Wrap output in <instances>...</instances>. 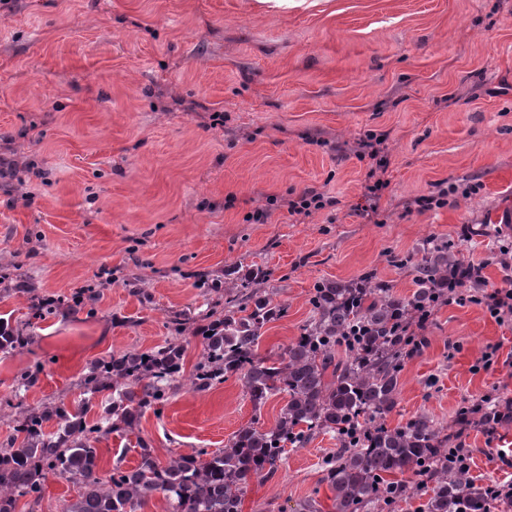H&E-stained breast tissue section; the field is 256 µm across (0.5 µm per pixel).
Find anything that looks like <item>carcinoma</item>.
<instances>
[{"mask_svg":"<svg viewBox=\"0 0 512 512\" xmlns=\"http://www.w3.org/2000/svg\"><path fill=\"white\" fill-rule=\"evenodd\" d=\"M419 253L413 264L400 260L416 284L409 297L373 271L316 282L310 320L271 362L258 356V343L287 307L266 290L267 271L227 266L224 314L194 332L204 354L191 383L206 390L235 376L257 411L284 394L274 425L253 420L224 449L180 455L164 466L143 444L135 467L117 465L104 476L94 446L100 428L60 401L27 415L20 436L0 448V512H16L21 497H39L50 474L80 484L62 512H138L157 493L171 512H242L248 487L277 472L286 446L303 448L318 434L336 438L320 478L333 494L332 512H397L423 496L420 512H493L502 499L469 475L462 439L475 427L508 420L504 403L461 406L446 429L424 411L387 423L406 362L428 343L424 330L448 303V270L460 264L446 240L428 238ZM184 353L180 342L168 340L145 354H114L86 376L94 389L112 388V429H132L158 410L183 377ZM50 420L58 430L47 435L43 424Z\"/></svg>","mask_w":512,"mask_h":512,"instance_id":"carcinoma-1","label":"carcinoma"}]
</instances>
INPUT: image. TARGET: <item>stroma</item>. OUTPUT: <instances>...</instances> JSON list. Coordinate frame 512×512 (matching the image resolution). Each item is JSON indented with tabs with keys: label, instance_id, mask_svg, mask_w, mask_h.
<instances>
[{
	"label": "stroma",
	"instance_id": "stroma-1",
	"mask_svg": "<svg viewBox=\"0 0 512 512\" xmlns=\"http://www.w3.org/2000/svg\"><path fill=\"white\" fill-rule=\"evenodd\" d=\"M370 132L391 160L374 202L373 162L355 155ZM1 156L32 171L0 181V318L21 338L0 352V448L54 401L97 423L112 392L85 376L164 344L176 320L223 311L209 284L233 262L267 269L287 307L259 342L273 359L308 320L316 281L373 271L410 295L394 260L429 237L484 264L487 288L512 282L498 261L512 223L495 220L512 202V0H0ZM442 183L459 194L418 210ZM308 189L335 206L270 203ZM425 334L389 424L420 411L446 424L461 404L512 398V328L453 303ZM495 343L501 362L478 369ZM284 401L257 411L238 379L181 381L159 412L98 442L100 470L135 467L144 444L163 463L215 452L251 420L274 425ZM465 444L473 477L502 479L512 422ZM335 449L321 434L288 450L243 512H297L313 496L329 512L318 469Z\"/></svg>",
	"mask_w": 512,
	"mask_h": 512
}]
</instances>
